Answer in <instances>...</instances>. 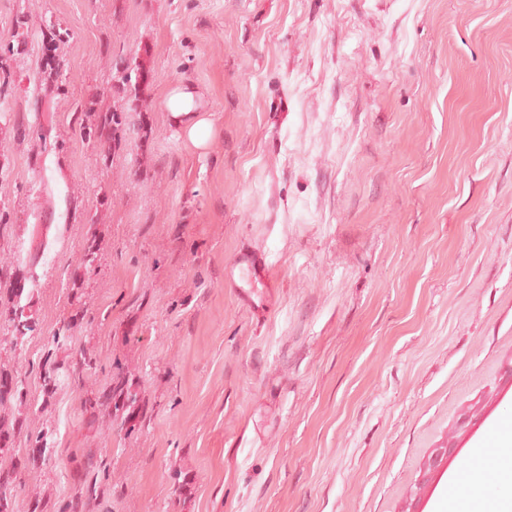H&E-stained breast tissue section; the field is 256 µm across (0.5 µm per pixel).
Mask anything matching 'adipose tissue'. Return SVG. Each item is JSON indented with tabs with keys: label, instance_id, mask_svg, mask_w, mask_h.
<instances>
[{
	"label": "adipose tissue",
	"instance_id": "1",
	"mask_svg": "<svg viewBox=\"0 0 512 512\" xmlns=\"http://www.w3.org/2000/svg\"><path fill=\"white\" fill-rule=\"evenodd\" d=\"M164 108L170 124L198 150L206 149L213 137V122L208 117L202 91L191 83L179 82L164 96ZM494 474L504 485H512V422L498 428L495 438L494 469L486 471L482 464L473 465L463 476V482L477 484L486 474Z\"/></svg>",
	"mask_w": 512,
	"mask_h": 512
}]
</instances>
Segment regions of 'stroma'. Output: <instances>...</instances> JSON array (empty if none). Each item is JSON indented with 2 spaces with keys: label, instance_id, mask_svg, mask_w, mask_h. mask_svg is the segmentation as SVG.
Wrapping results in <instances>:
<instances>
[{
  "label": "stroma",
  "instance_id": "stroma-1",
  "mask_svg": "<svg viewBox=\"0 0 512 512\" xmlns=\"http://www.w3.org/2000/svg\"><path fill=\"white\" fill-rule=\"evenodd\" d=\"M182 81L203 153L163 107ZM246 246L274 264L259 314ZM17 300L39 332L0 346L26 388L0 468L44 448L16 512L91 484L89 512H436L512 419V0H0ZM108 394L135 402L85 409ZM170 124L197 150L206 149L213 137V122L205 110L204 94L193 83L178 82L164 96ZM273 265L270 253L261 248H247L236 256L233 270L237 271L234 287L239 298L251 309L265 305L263 289L270 281Z\"/></svg>",
  "mask_w": 512,
  "mask_h": 512
}]
</instances>
